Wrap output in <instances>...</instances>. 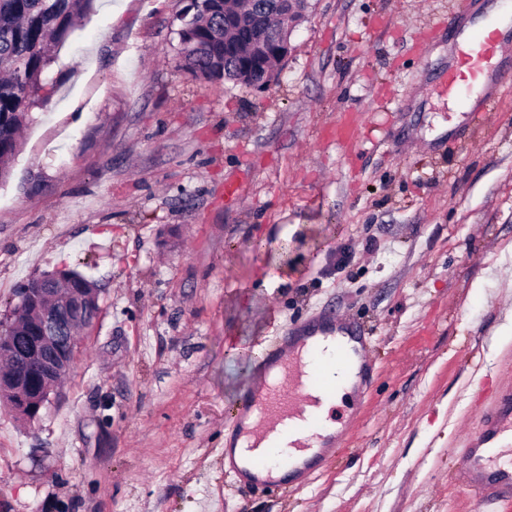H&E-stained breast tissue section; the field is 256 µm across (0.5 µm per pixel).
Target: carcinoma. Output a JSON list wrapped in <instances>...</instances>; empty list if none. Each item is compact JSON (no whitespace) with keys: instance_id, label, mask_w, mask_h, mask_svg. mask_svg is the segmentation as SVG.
<instances>
[{"instance_id":"cac0c4a2","label":"carcinoma","mask_w":512,"mask_h":512,"mask_svg":"<svg viewBox=\"0 0 512 512\" xmlns=\"http://www.w3.org/2000/svg\"><path fill=\"white\" fill-rule=\"evenodd\" d=\"M95 0H0V183L10 176L8 163L21 147L19 131L27 124L39 95L26 96L15 79L24 71L32 87L43 84L52 63L48 45L62 44L74 20L89 14ZM197 13V26L179 35L178 67L196 80L238 78V58L224 55V42L214 34L224 28V13L211 10L210 0H192L185 7Z\"/></svg>"}]
</instances>
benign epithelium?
I'll return each mask as SVG.
<instances>
[{
    "instance_id": "1",
    "label": "benign epithelium",
    "mask_w": 512,
    "mask_h": 512,
    "mask_svg": "<svg viewBox=\"0 0 512 512\" xmlns=\"http://www.w3.org/2000/svg\"><path fill=\"white\" fill-rule=\"evenodd\" d=\"M260 21L257 16L244 17L224 11V31L238 36ZM261 41L267 44L269 53L282 61L288 56V32L266 30ZM72 282L66 269L34 280L32 287L25 290L21 304L32 308L36 314L29 331L30 349L24 358L32 363L28 373H17L13 379L17 393L16 405L29 420L38 417L40 410L48 402L51 388L46 383L67 371L73 361L76 339L73 326L88 327L99 313V304L90 302L85 289L70 288L65 293L58 289Z\"/></svg>"
}]
</instances>
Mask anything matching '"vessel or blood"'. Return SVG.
I'll list each match as a JSON object with an SVG mask.
<instances>
[{
	"label": "vessel or blood",
	"instance_id": "1",
	"mask_svg": "<svg viewBox=\"0 0 512 512\" xmlns=\"http://www.w3.org/2000/svg\"><path fill=\"white\" fill-rule=\"evenodd\" d=\"M496 51L491 33L478 31L469 51L448 77V89L455 92L477 83ZM370 340L365 328L344 318L316 316L289 328L282 341L274 343L270 359L276 371L241 401L242 414L253 419L245 429L241 457L225 456L224 466L234 471L241 484H255L259 472H266L274 453L275 440L291 433L292 448L304 457L305 472L325 462L319 449L325 437L318 412L330 390L322 377L320 358L326 352L336 357L337 373H344L353 359H365ZM512 442V386L502 385L493 402L482 413L464 451L462 476L478 499L481 512H500V504L512 499V465L498 466L494 460ZM266 485L279 481L267 476Z\"/></svg>",
	"mask_w": 512,
	"mask_h": 512
}]
</instances>
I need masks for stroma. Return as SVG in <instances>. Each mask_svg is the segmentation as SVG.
Returning a JSON list of instances; mask_svg holds the SVG:
<instances>
[{
    "label": "stroma",
    "instance_id": "stroma-1",
    "mask_svg": "<svg viewBox=\"0 0 512 512\" xmlns=\"http://www.w3.org/2000/svg\"><path fill=\"white\" fill-rule=\"evenodd\" d=\"M185 3L96 0L0 183V326L58 268L100 306L36 421L0 403V512H478L448 472L512 380V83L448 93L461 0H308L268 87L197 80ZM321 313L371 336L346 432L241 490L250 346Z\"/></svg>",
    "mask_w": 512,
    "mask_h": 512
}]
</instances>
